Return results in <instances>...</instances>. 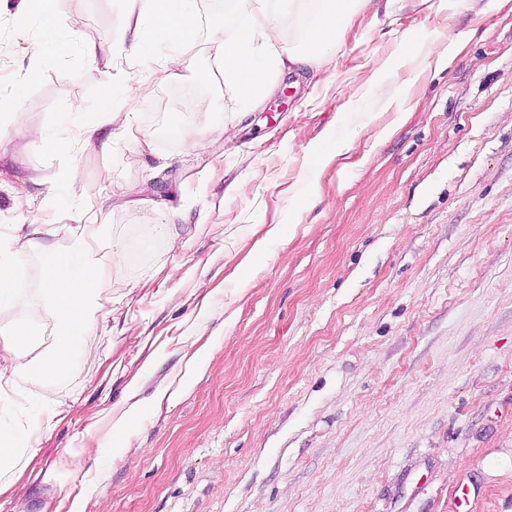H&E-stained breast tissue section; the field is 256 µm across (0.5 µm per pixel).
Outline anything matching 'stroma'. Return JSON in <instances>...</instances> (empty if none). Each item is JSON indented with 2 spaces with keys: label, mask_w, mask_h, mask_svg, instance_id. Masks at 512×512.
Segmentation results:
<instances>
[{
  "label": "stroma",
  "mask_w": 512,
  "mask_h": 512,
  "mask_svg": "<svg viewBox=\"0 0 512 512\" xmlns=\"http://www.w3.org/2000/svg\"><path fill=\"white\" fill-rule=\"evenodd\" d=\"M19 3L0 0V96L44 46ZM145 5L56 0L69 49L0 115V236L22 247L0 323L33 329L28 359L56 345L41 269L77 224L97 213L126 254L49 391L0 355V430L37 434L25 471L0 469V512H448L473 472L477 512H512V0H377L332 64H285L253 108L216 52L229 0H196L165 83L164 42L127 24ZM108 76L143 91L84 142L65 116Z\"/></svg>",
  "instance_id": "1"
}]
</instances>
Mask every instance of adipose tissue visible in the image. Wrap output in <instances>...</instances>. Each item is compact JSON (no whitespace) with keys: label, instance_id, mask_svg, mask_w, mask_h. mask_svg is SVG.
Masks as SVG:
<instances>
[{"label":"adipose tissue","instance_id":"1","mask_svg":"<svg viewBox=\"0 0 512 512\" xmlns=\"http://www.w3.org/2000/svg\"><path fill=\"white\" fill-rule=\"evenodd\" d=\"M295 2L232 0L243 23L232 39L218 41L217 51L224 62L225 85L237 87L252 102L262 101L272 91L269 75L283 63L278 47L280 20L292 12ZM361 3L362 0H318V15L305 39L308 64L321 63L326 50L343 44ZM195 18V0H149L146 9L129 14V23L164 34L168 44L177 49L154 70L157 79H170L180 66L178 51L193 43ZM141 92L142 86L137 82H127L118 90L112 80H104L99 108L76 113V126L85 136H92L99 126L112 121L116 101L133 103ZM99 271L97 264L80 262L71 254L53 255L43 266L41 283L55 305L58 337L55 348L39 360L24 359L32 335L28 325L18 322L0 326V348L22 360V368L34 385L52 387L67 368L71 350L93 336Z\"/></svg>","mask_w":512,"mask_h":512}]
</instances>
